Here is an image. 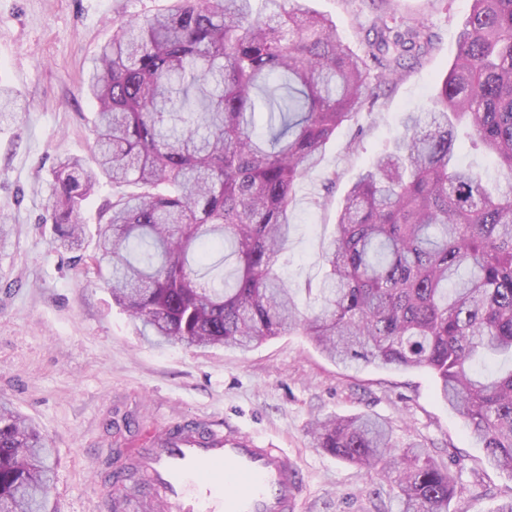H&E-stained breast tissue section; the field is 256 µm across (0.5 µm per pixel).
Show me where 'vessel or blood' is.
<instances>
[{
	"instance_id": "vessel-or-blood-1",
	"label": "vessel or blood",
	"mask_w": 512,
	"mask_h": 512,
	"mask_svg": "<svg viewBox=\"0 0 512 512\" xmlns=\"http://www.w3.org/2000/svg\"><path fill=\"white\" fill-rule=\"evenodd\" d=\"M128 463L155 512H296L303 490L287 450L205 423L148 435Z\"/></svg>"
}]
</instances>
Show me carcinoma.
<instances>
[{"mask_svg":"<svg viewBox=\"0 0 512 512\" xmlns=\"http://www.w3.org/2000/svg\"><path fill=\"white\" fill-rule=\"evenodd\" d=\"M112 22L84 91L96 106L99 172L60 159L48 211L54 239L84 233L104 176L98 275L140 334L158 344L246 352L299 332L346 368H425L497 468L512 473V0H472L433 106L405 114L392 148L350 187L321 254L318 309L302 312L277 267L295 230L298 183L376 86L431 47L423 23L370 0L363 53L307 0H171ZM17 97L0 87V123ZM266 110L267 133L255 114ZM464 126L495 157V186L456 162ZM317 447L383 465L399 512H448L454 475L400 449L367 416H329ZM44 438L0 403V512H50Z\"/></svg>","mask_w":512,"mask_h":512,"instance_id":"1","label":"carcinoma"}]
</instances>
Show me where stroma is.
<instances>
[{
	"label": "stroma",
	"mask_w": 512,
	"mask_h": 512,
	"mask_svg": "<svg viewBox=\"0 0 512 512\" xmlns=\"http://www.w3.org/2000/svg\"><path fill=\"white\" fill-rule=\"evenodd\" d=\"M168 3L0 0V84L25 103L0 125V218L12 226V243L0 251V401L31 421L54 452V512H101L113 491L114 449L139 447L146 430L204 419L286 448L308 475L297 512H397L388 482L315 447L310 435L317 420L358 414L385 421L399 447L421 444L458 474L449 512H495L512 499V473L488 462L429 370L348 372L297 333L247 352L148 344L92 263L101 207L112 196L105 182L85 207L81 248L52 245L43 219L53 169L67 155L94 156L95 106L81 89L87 64L111 39L113 19ZM470 5L391 0L398 18L431 27L435 45L337 130L320 168L300 181L283 267L295 287L318 286L320 254L348 188L391 147L405 113L431 105ZM309 6L333 20L343 43L364 51L373 18L362 0ZM330 174L337 180L329 191Z\"/></svg>",
	"instance_id": "obj_1"
}]
</instances>
